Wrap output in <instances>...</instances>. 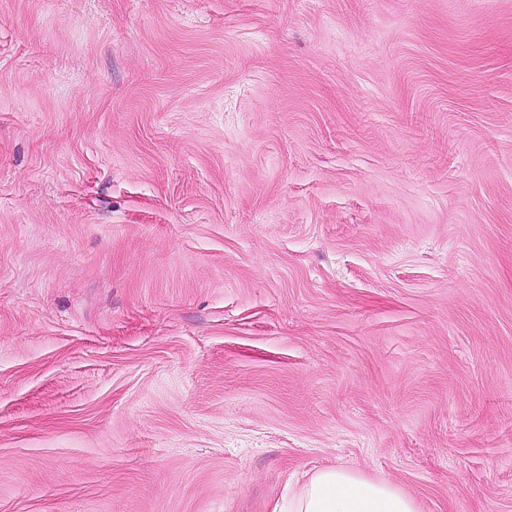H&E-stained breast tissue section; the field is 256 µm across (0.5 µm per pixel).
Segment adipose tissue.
<instances>
[{
	"mask_svg": "<svg viewBox=\"0 0 512 512\" xmlns=\"http://www.w3.org/2000/svg\"><path fill=\"white\" fill-rule=\"evenodd\" d=\"M288 512H416L413 499L386 480L362 477L345 467L308 475Z\"/></svg>",
	"mask_w": 512,
	"mask_h": 512,
	"instance_id": "obj_1",
	"label": "adipose tissue"
}]
</instances>
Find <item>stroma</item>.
<instances>
[{"label": "stroma", "mask_w": 512, "mask_h": 512, "mask_svg": "<svg viewBox=\"0 0 512 512\" xmlns=\"http://www.w3.org/2000/svg\"><path fill=\"white\" fill-rule=\"evenodd\" d=\"M328 467L512 512V0H0V512Z\"/></svg>", "instance_id": "stroma-1"}]
</instances>
